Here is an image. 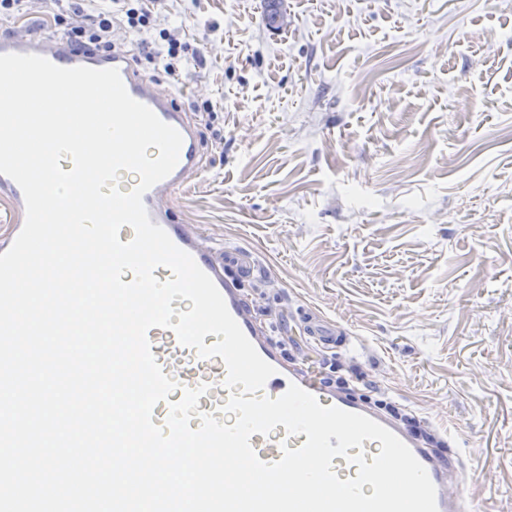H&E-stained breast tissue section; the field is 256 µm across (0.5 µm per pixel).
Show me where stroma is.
<instances>
[{"mask_svg":"<svg viewBox=\"0 0 512 512\" xmlns=\"http://www.w3.org/2000/svg\"><path fill=\"white\" fill-rule=\"evenodd\" d=\"M167 0L205 171L179 223L252 253L244 294L323 377L433 410L475 512H512V0ZM214 105L204 117L195 107ZM317 312L350 334H295Z\"/></svg>","mask_w":512,"mask_h":512,"instance_id":"obj_1","label":"stroma"}]
</instances>
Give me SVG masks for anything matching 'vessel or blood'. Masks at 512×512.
I'll return each instance as SVG.
<instances>
[{"mask_svg": "<svg viewBox=\"0 0 512 512\" xmlns=\"http://www.w3.org/2000/svg\"><path fill=\"white\" fill-rule=\"evenodd\" d=\"M34 54L64 67L84 66L95 69H118L123 83L135 100L148 106L163 122L176 128L183 137L179 162L172 173L148 190L143 203L152 223L161 227L180 249L188 252L197 265L213 280L228 311L237 321L260 356L275 367L276 372L266 382L263 393L275 398L281 396L289 384H297L317 397L322 406H336L343 410L370 417L392 431L412 451L425 467L436 488L438 512H471L460 480L461 466L453 448H440L422 431L360 399L352 387H339L323 380L306 367L301 356H288L278 345L271 327L259 319L248 304L244 282L258 272L253 257L241 251L224 250L208 243L206 236L189 224L177 223L174 196L191 180L201 176L203 151L197 124L187 111L179 107L172 93L154 79L135 69L123 51L109 55L88 49L74 51L68 42L56 37L35 35L0 38V54ZM0 212L8 220L0 227V253L10 248L25 221V202L20 187L8 176L0 174ZM305 330L313 342L324 348L345 349L349 343L347 331L329 323L319 315L311 316ZM151 351L164 374L179 385L168 402L158 403L153 410L154 424H164L169 405L180 400L182 388L208 384L209 392L199 400V410L216 411L226 403L229 392L223 386L226 368L221 357L200 358L194 348L180 345L172 331L152 328L148 332ZM306 440L305 435L287 436L284 426H277L267 436L252 435L250 443L259 458L274 462L281 458L282 446L295 449Z\"/></svg>", "mask_w": 512, "mask_h": 512, "instance_id": "obj_1", "label": "vessel or blood"}]
</instances>
